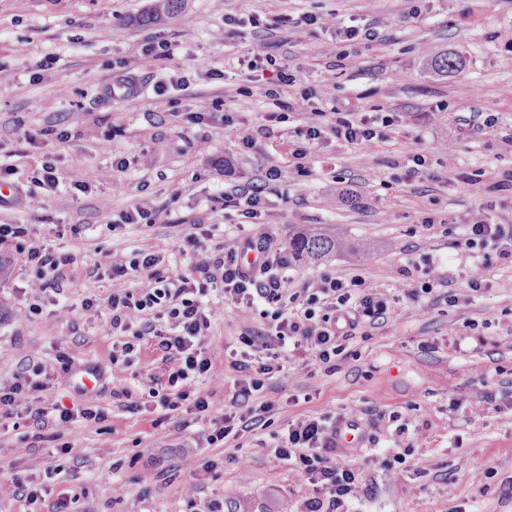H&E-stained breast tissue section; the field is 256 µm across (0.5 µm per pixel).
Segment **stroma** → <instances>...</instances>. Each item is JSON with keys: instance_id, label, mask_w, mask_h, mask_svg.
<instances>
[{"instance_id": "stroma-1", "label": "stroma", "mask_w": 512, "mask_h": 512, "mask_svg": "<svg viewBox=\"0 0 512 512\" xmlns=\"http://www.w3.org/2000/svg\"><path fill=\"white\" fill-rule=\"evenodd\" d=\"M151 7L152 0H0V74L12 79L0 95V165L8 169L0 224L25 225L32 241L74 256L57 294L40 290L13 243H0V383L32 364L52 366L64 351L74 364L53 375L52 398L107 413L102 424L62 429L61 440L74 447L67 456L38 440L29 415L8 420L0 512H47L61 495L72 497L71 512H197L210 499L223 500L226 512H300L312 489L273 448L289 421L324 413L360 424L359 445L344 452L363 473L353 512H512V262L497 261L480 292L465 288L474 257L484 253L465 244L472 213L484 206L512 223V153L498 142L512 133V0H182L154 23ZM329 13L371 31V39L310 27L302 40L286 41L279 30L251 25L257 16ZM160 41L171 46L169 59L142 55ZM258 53L272 64L255 73L240 66ZM50 56L52 80L37 81ZM440 57L453 59V70L427 66ZM282 66L294 77L286 96L323 85L328 96L284 112L271 136L243 148L240 132L276 109L266 88ZM125 77L139 89L131 103L108 90ZM199 95L210 111L197 113ZM335 110L398 112L406 120L386 128L376 152L298 137ZM472 112L493 116L495 131L466 125ZM299 149L307 152L301 173ZM48 162L59 176L51 192L40 184ZM273 165L282 177L269 185L261 223L225 207L224 193L262 183ZM82 176L93 180L85 191L72 185ZM473 178L483 196L472 193ZM140 203L156 211L155 223H123ZM194 219L208 224L209 249L258 233L284 248L299 229L341 228L367 261L349 252L316 262L295 257L284 272L290 290L302 292L325 274L355 276L395 300L390 319L352 339L334 372L289 359L262 392L275 404L266 423L215 445L206 441L205 421L181 430L118 405L112 390L144 393L166 365L149 339L128 367L113 368L107 315L81 307L115 289L113 256L169 255ZM427 270L443 272L448 285L408 299ZM36 301L42 311L33 315L28 306ZM266 328L258 311L215 299L206 338L213 370L202 384L214 414L223 412L234 379L226 350L241 331ZM88 363L101 378L93 394L78 388ZM392 411L400 420L389 419ZM405 445L412 448L405 464L386 467ZM210 460L214 468L203 472ZM19 483L42 488L43 504L18 502Z\"/></svg>"}]
</instances>
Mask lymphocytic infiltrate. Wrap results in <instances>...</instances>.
Wrapping results in <instances>:
<instances>
[{
    "label": "lymphocytic infiltrate",
    "instance_id": "lymphocytic-infiltrate-1",
    "mask_svg": "<svg viewBox=\"0 0 512 512\" xmlns=\"http://www.w3.org/2000/svg\"><path fill=\"white\" fill-rule=\"evenodd\" d=\"M395 113L360 115L352 112H330L323 122L308 127L305 136L318 140L332 134L345 143L376 149L385 140L384 128L398 122ZM27 231L19 224H0V241H14L21 261L33 269L38 278L48 279L57 287L67 278L73 263L68 253L29 243ZM467 243H493L495 254H483L465 276L467 290L477 292L487 285V272L495 259L512 260V224L493 222L485 209H478L467 226ZM264 252L262 265L248 269L239 262L241 253ZM176 254L190 258V274H179L166 268L158 253L138 251L131 259L112 261L113 280L136 277L145 281L138 291L123 289L113 292L106 303L88 297L84 310L106 306L114 340L113 366H128L138 340L157 338V347L170 364L166 381L151 387L148 395L151 409L165 417L184 412L179 428H187L188 415L209 418V444L237 437L265 421L274 409L271 402L260 400L266 379L282 371V363L292 357L314 359L335 370L345 359L346 348L358 329L376 327L386 322L392 306L387 296L374 288L364 287L360 278L322 276L315 287L297 296L288 289L283 269L288 255L273 245L268 235L235 238L216 246L203 247L197 234L190 233L174 246ZM222 296L238 308L262 306L269 321L266 333L243 332L238 348L232 349L227 362L235 373L233 390L224 403L222 415L211 413L210 399L200 384L212 370L205 339L211 328L212 309L209 295ZM43 365H33L0 385V425L28 411L36 424L66 427L76 420L99 423L103 412L93 406L70 409L57 406L44 408L47 389L41 376ZM336 420L331 416L308 415L289 423L285 435L275 448L277 458L291 462L313 488L314 494L303 502L302 512H345V503L355 492L362 476L359 470L339 461Z\"/></svg>",
    "mask_w": 512,
    "mask_h": 512
}]
</instances>
